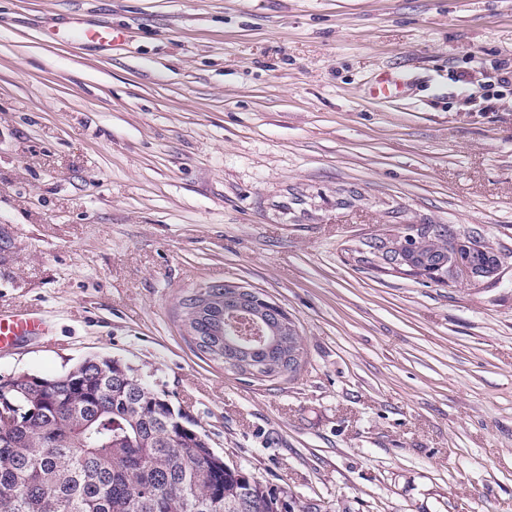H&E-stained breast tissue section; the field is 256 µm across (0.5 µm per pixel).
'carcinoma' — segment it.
<instances>
[{
	"label": "carcinoma",
	"instance_id": "cac0c4a2",
	"mask_svg": "<svg viewBox=\"0 0 512 512\" xmlns=\"http://www.w3.org/2000/svg\"><path fill=\"white\" fill-rule=\"evenodd\" d=\"M400 235L378 237L369 248L385 260ZM460 253L479 269L497 270L505 255L482 237H458L448 224H422L412 264L399 269L436 284L438 264ZM182 325L195 343L210 340L212 324L179 302ZM134 370L119 361L88 365L86 378L55 392L36 387L24 397L3 384L0 398L17 420H0V512H217L231 505L251 478L227 468L206 435ZM279 494L256 488L244 512H278Z\"/></svg>",
	"mask_w": 512,
	"mask_h": 512
}]
</instances>
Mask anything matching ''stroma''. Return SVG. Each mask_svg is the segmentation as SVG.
I'll list each match as a JSON object with an SVG mask.
<instances>
[{"instance_id":"obj_1","label":"stroma","mask_w":512,"mask_h":512,"mask_svg":"<svg viewBox=\"0 0 512 512\" xmlns=\"http://www.w3.org/2000/svg\"><path fill=\"white\" fill-rule=\"evenodd\" d=\"M502 68L512 0H0V309L49 330L0 376L128 363L291 512H512V266L439 286L368 247L512 249ZM224 280L287 311L297 373L197 352L178 302Z\"/></svg>"}]
</instances>
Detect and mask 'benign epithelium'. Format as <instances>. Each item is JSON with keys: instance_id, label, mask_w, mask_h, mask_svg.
Wrapping results in <instances>:
<instances>
[{"instance_id": "1", "label": "benign epithelium", "mask_w": 512, "mask_h": 512, "mask_svg": "<svg viewBox=\"0 0 512 512\" xmlns=\"http://www.w3.org/2000/svg\"><path fill=\"white\" fill-rule=\"evenodd\" d=\"M475 270L472 265L456 254L448 260L446 280L473 281ZM211 288L224 289V325L235 335V339L224 341V364L228 368L252 379L264 378L263 363L253 358V352H282V362L293 370L299 360L298 352L287 351L288 338L295 325L288 312L269 301L265 296L244 285L230 282H203L195 287L196 312L204 314Z\"/></svg>"}]
</instances>
